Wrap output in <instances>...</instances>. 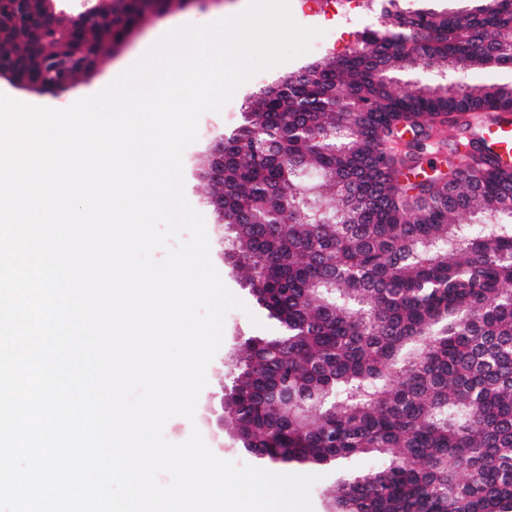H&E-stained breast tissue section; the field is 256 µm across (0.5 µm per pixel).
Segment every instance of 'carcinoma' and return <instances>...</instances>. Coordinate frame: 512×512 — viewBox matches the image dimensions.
<instances>
[{
  "mask_svg": "<svg viewBox=\"0 0 512 512\" xmlns=\"http://www.w3.org/2000/svg\"><path fill=\"white\" fill-rule=\"evenodd\" d=\"M144 18L48 44L5 23L0 59L38 77L78 54L93 70ZM510 34L512 0L386 9L349 52L252 95L224 135L210 190L225 264L288 324L240 344L224 413L264 462L389 458L337 482L334 512H512V167L482 136L512 114V85L448 80L512 66ZM418 64L440 76L395 83ZM434 144L451 178L402 183ZM413 9H424L435 12L441 11H468L479 5L478 0H412Z\"/></svg>",
  "mask_w": 512,
  "mask_h": 512,
  "instance_id": "cac0c4a2",
  "label": "carcinoma"
}]
</instances>
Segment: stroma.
Segmentation results:
<instances>
[{"label":"stroma","mask_w":512,"mask_h":512,"mask_svg":"<svg viewBox=\"0 0 512 512\" xmlns=\"http://www.w3.org/2000/svg\"><path fill=\"white\" fill-rule=\"evenodd\" d=\"M237 2L238 0H194L193 4L183 10L146 16L132 38L100 62L96 75L80 81L75 89L64 94L31 95L13 88L3 80L0 81V93L31 106L57 109L68 107L80 98L97 93L112 82L119 68L133 65L166 32L185 24L202 25L232 16V8ZM294 20L303 27L323 29V36L312 41L309 52L255 74L237 89L232 100L221 112L203 114L199 120L197 141L187 147L183 153L185 196L198 212L204 213L206 224H213L214 218L206 213L205 200L209 188L198 178L196 164L198 158L207 150L211 140L216 135L230 131L242 123V105L252 93L259 91L278 77L296 71L305 63L317 60L319 55H339L349 51L356 41L355 36L337 16L335 8L327 7L320 13L306 8L301 13L295 14ZM210 258L227 288L244 303L245 308L241 311H230L226 317L223 344L207 368L208 383L205 391L209 394L216 390L217 370H230L235 351L245 338L277 336L282 332L280 324L266 315L249 289L244 286L243 274L231 271L225 265L218 244H211ZM204 417V412L199 411L191 421L182 417L171 419L164 428L165 438L175 443L184 441L190 434L192 424L196 423L200 425L205 441L218 457L240 464H253V457L248 455L236 440L235 426L231 419H224L220 433L216 434L210 427L205 426ZM374 462L375 459L371 456L349 457L335 465L312 468L298 464L288 466L274 464L271 465L270 470L280 474H318L319 479L310 490L312 512H332L329 491L337 480L345 474L359 473Z\"/></svg>","instance_id":"35a3bbf8"}]
</instances>
